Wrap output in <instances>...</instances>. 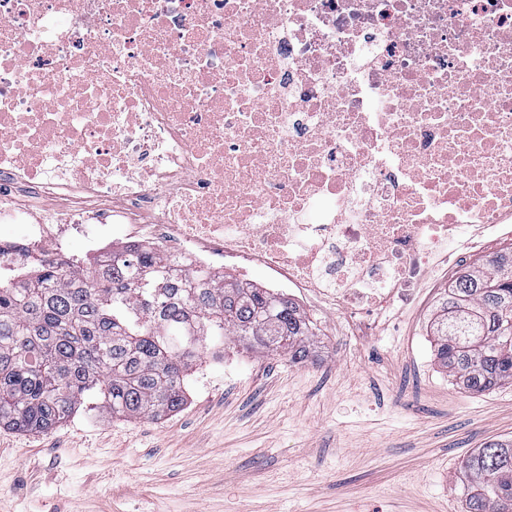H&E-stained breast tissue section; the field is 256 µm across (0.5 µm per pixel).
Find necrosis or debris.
<instances>
[{
    "label": "necrosis or debris",
    "instance_id": "1",
    "mask_svg": "<svg viewBox=\"0 0 512 512\" xmlns=\"http://www.w3.org/2000/svg\"><path fill=\"white\" fill-rule=\"evenodd\" d=\"M0 223L410 303L512 239V0H0Z\"/></svg>",
    "mask_w": 512,
    "mask_h": 512
}]
</instances>
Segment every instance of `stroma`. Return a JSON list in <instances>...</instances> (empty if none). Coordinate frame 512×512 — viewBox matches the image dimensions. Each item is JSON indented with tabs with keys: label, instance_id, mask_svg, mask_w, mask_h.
<instances>
[{
	"label": "stroma",
	"instance_id": "stroma-1",
	"mask_svg": "<svg viewBox=\"0 0 512 512\" xmlns=\"http://www.w3.org/2000/svg\"><path fill=\"white\" fill-rule=\"evenodd\" d=\"M447 286L431 276L367 330L303 302L310 361L203 349L160 420L84 405L46 432L0 428V512H462V461L512 439V387L471 395L435 363Z\"/></svg>",
	"mask_w": 512,
	"mask_h": 512
}]
</instances>
